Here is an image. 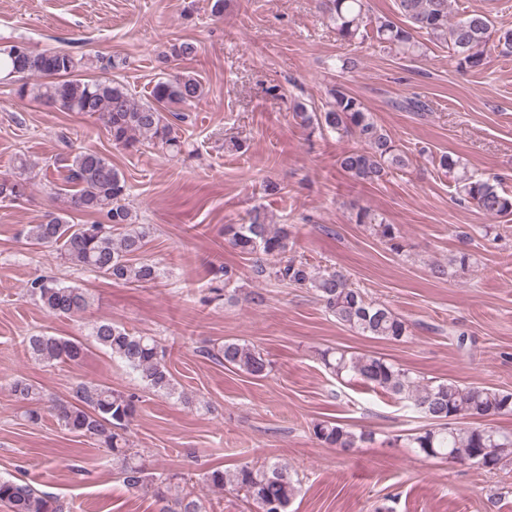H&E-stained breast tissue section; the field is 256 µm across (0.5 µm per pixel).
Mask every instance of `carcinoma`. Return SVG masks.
<instances>
[{"instance_id":"carcinoma-1","label":"carcinoma","mask_w":512,"mask_h":512,"mask_svg":"<svg viewBox=\"0 0 512 512\" xmlns=\"http://www.w3.org/2000/svg\"><path fill=\"white\" fill-rule=\"evenodd\" d=\"M321 11L336 30L338 38L353 42L364 37L363 29L372 26L377 41L388 49L413 55L420 51L418 35L450 43L460 68L478 71L488 64L486 48L491 44L512 52V29H496L481 13H464L451 20V0H397L398 14L405 23L387 16L372 19L366 0H320ZM197 45L179 41L161 52L164 63L192 57ZM89 61L65 49L34 52L23 41L0 46V78L16 85L22 100L30 99L59 112L86 114L106 130L112 144L134 149L147 141L163 150L181 152V140L174 124L165 115L172 106H194L202 96L201 83L184 74L158 80L151 90V101L138 103L125 85L114 79L78 78L76 73ZM36 76L41 81L30 83ZM330 101L321 112L303 104L294 108L299 124L312 131L330 130L340 138L355 140L356 146L344 150L337 159L341 170L351 178L374 183L406 166L402 150L373 118L356 96L335 86ZM70 179L77 190L66 197V209L45 214L38 224H29L25 235L29 243L60 252L73 266L101 275L114 282L148 284L161 277L158 266L138 259L151 237L150 224L136 223L132 210L124 203L128 185L125 177L105 157L93 151H79L73 157ZM458 201L472 205L492 217L512 216V191H506L480 174L457 178ZM22 178H0V199L16 200L26 193ZM100 214L104 221L71 224L70 212ZM355 222L368 224L390 246L398 250V229L386 224L367 208L355 215ZM118 237H113V232ZM291 231L286 224H272L259 206L251 209L244 224L224 225V241L244 255H264L273 259L260 267L267 278L283 285L307 288L317 295L325 311L363 336L399 341L409 335L408 323L383 304L367 300L340 271L314 274L307 263L287 256ZM30 292L43 309L54 317H72L92 304L84 288L65 286L47 276L30 282ZM93 344L120 360L137 373L154 392L172 396L176 384L166 351L152 336L136 335L108 320L92 325L87 340L48 333L24 339L30 358L48 365L77 364ZM211 357L253 377L266 376L269 361L255 347L239 339L226 340ZM324 363L331 372H349L363 383L405 399L429 421V425L408 435L403 443L428 459L475 461L483 471L493 474L512 461V435H500L486 426L499 416L512 415V391L488 386H462L452 379L423 381L412 372L382 357L338 352ZM10 392L22 404L23 418L32 426L41 424L48 411L57 424L70 433L87 437L107 451L120 465L124 486L139 492L154 493L158 512H203L200 500L187 493L170 495L174 481L183 476L151 471L144 460L131 451L127 432L137 415L133 394L110 386L83 384L75 400H54L45 408L40 389L24 377L10 383ZM312 432L322 444L350 453L372 440V434L357 433L333 420L314 423ZM203 481L213 489L226 486L241 494L257 512H288L300 492L299 479L288 467L277 462L261 466L244 462L231 471L218 467L203 473ZM0 506L6 512H66L59 498L33 488L27 482L0 478Z\"/></svg>"}]
</instances>
